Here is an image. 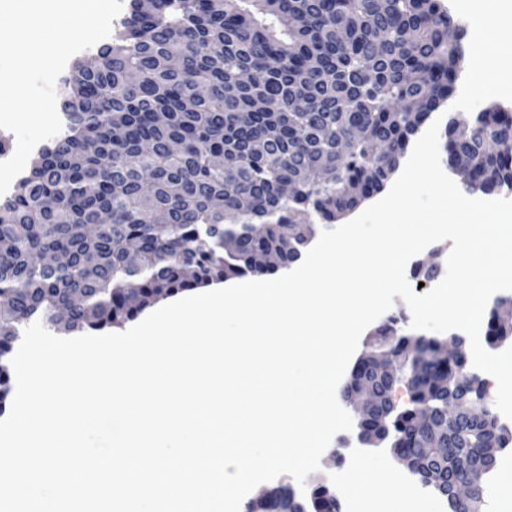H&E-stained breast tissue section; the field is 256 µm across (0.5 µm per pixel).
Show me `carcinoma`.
<instances>
[{
  "mask_svg": "<svg viewBox=\"0 0 512 512\" xmlns=\"http://www.w3.org/2000/svg\"><path fill=\"white\" fill-rule=\"evenodd\" d=\"M464 29L439 0H130L112 42L63 80V131L0 204V415L8 358L27 323L59 336L102 331L181 292L298 260L315 226L380 192L431 114L454 93ZM445 167L464 155L466 194L512 191V111L445 124ZM62 253L67 265L43 266ZM489 312L488 342L512 337ZM380 325L360 359L375 423L421 484L457 504L468 477L479 512L512 432L485 404L468 353ZM409 406L397 410L396 386ZM477 406L448 419L450 400ZM438 431L448 450L430 447ZM470 460L461 471L455 460ZM286 485L258 507L340 512L325 485L293 503Z\"/></svg>",
  "mask_w": 512,
  "mask_h": 512,
  "instance_id": "carcinoma-1",
  "label": "carcinoma"
}]
</instances>
